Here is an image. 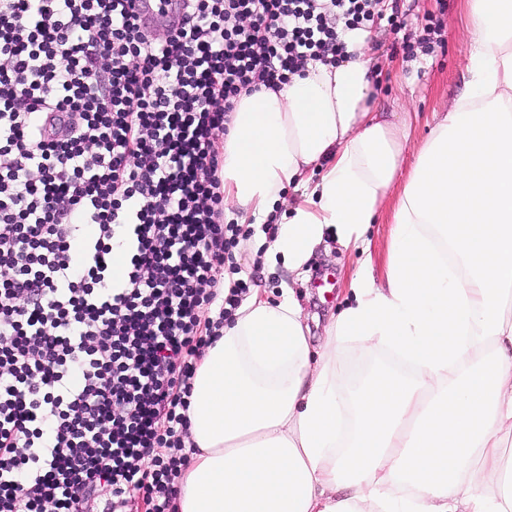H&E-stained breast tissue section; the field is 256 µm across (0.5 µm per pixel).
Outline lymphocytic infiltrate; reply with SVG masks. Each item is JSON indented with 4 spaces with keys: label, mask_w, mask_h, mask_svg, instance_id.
<instances>
[{
    "label": "lymphocytic infiltrate",
    "mask_w": 512,
    "mask_h": 512,
    "mask_svg": "<svg viewBox=\"0 0 512 512\" xmlns=\"http://www.w3.org/2000/svg\"><path fill=\"white\" fill-rule=\"evenodd\" d=\"M129 2L0 0V512L103 490L173 512L197 365L249 289L219 291L234 102L342 62L343 31L404 25L384 0H184L179 31L146 34Z\"/></svg>",
    "instance_id": "obj_1"
}]
</instances>
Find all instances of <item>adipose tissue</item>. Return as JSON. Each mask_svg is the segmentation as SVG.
Returning <instances> with one entry per match:
<instances>
[{
  "mask_svg": "<svg viewBox=\"0 0 512 512\" xmlns=\"http://www.w3.org/2000/svg\"><path fill=\"white\" fill-rule=\"evenodd\" d=\"M467 25V91L411 163L409 120L372 109L364 32L346 61L237 98L224 218L279 214L267 257L296 270L328 241L360 248L398 197L385 280L357 272L321 351L289 287L245 296L206 349L174 512H512V0H470ZM348 339L409 372L343 392Z\"/></svg>",
  "mask_w": 512,
  "mask_h": 512,
  "instance_id": "obj_1",
  "label": "adipose tissue"
}]
</instances>
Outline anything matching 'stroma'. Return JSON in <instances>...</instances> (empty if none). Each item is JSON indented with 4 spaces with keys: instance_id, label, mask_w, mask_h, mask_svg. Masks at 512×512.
<instances>
[{
    "instance_id": "stroma-1",
    "label": "stroma",
    "mask_w": 512,
    "mask_h": 512,
    "mask_svg": "<svg viewBox=\"0 0 512 512\" xmlns=\"http://www.w3.org/2000/svg\"><path fill=\"white\" fill-rule=\"evenodd\" d=\"M406 28L393 34L382 25H370L375 96L373 106L379 112L407 113L412 136L406 153L414 161L421 144L428 138L434 113L447 109L464 89L466 64L472 44L466 34L468 0H401ZM441 18V47L433 52L414 54L401 49L404 34L421 32L427 17ZM396 194H389L376 224L367 237L368 252L346 250L338 244L318 248L300 270L290 271L281 263L270 264L264 258V244L271 236L263 225L249 224L244 244L236 248L238 278L260 289L269 301L281 298V290L293 287L304 307L313 349L326 340V327L351 300L350 283L361 266H369L376 280L386 272L387 247L392 231V213Z\"/></svg>"
}]
</instances>
